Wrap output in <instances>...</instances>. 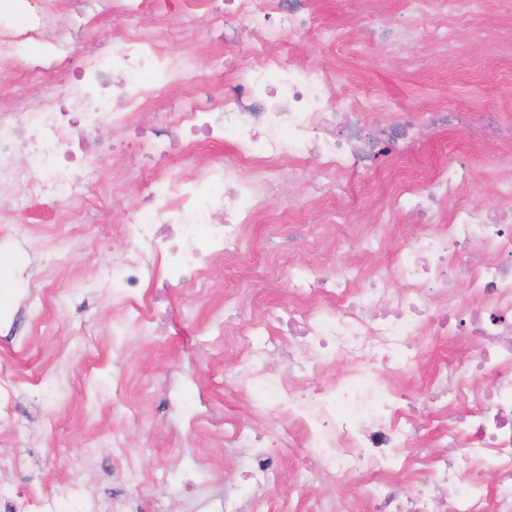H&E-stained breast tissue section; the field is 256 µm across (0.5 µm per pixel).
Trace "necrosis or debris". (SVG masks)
<instances>
[{
  "label": "necrosis or debris",
  "instance_id": "4bbe7bcc",
  "mask_svg": "<svg viewBox=\"0 0 512 512\" xmlns=\"http://www.w3.org/2000/svg\"><path fill=\"white\" fill-rule=\"evenodd\" d=\"M314 2L208 0L203 31L196 11H183L184 36L197 44L220 33L238 55L229 89L186 95L183 86L197 76L193 47L172 51L164 23L144 30L145 0H0V71L24 78L0 110V186L23 183L30 198L57 201L62 223L74 224L76 207L101 203L102 187L122 177V160L153 159L141 206L116 228L135 257H120L111 277L72 291L112 289L120 336L159 323L160 297L145 295L148 281L209 291L225 278L219 331L238 339L230 385L252 393L261 425L263 449L247 479L274 484L279 450L300 448L316 478L361 482L367 512H512V126L446 103L369 126V104L339 85L334 70L286 54V44L311 38L344 42L338 29L319 24ZM112 14L121 29L110 45L93 29ZM74 47L82 69L63 85L56 72ZM106 118L114 166L90 171L85 135ZM451 126L497 140L495 206L463 204L441 218V204L471 181L462 163L401 176L388 211L419 227L390 265L353 266L335 239L320 235V262L281 260L288 306L259 299L237 260L248 226L268 221L284 182L319 172L313 194L293 203L312 209L351 168L384 154H418ZM191 138L231 144L234 153L188 177L167 170ZM20 154L29 156L27 167H17ZM459 279L464 302L451 288ZM391 280L403 290L387 292ZM2 289L30 305L37 329H50L47 302L36 299L27 275L0 274ZM430 330L471 337L472 345L417 383L420 338ZM338 362L344 370L335 377ZM432 427L451 455L414 453ZM413 475L422 486L404 493ZM491 478L501 492L489 491Z\"/></svg>",
  "mask_w": 512,
  "mask_h": 512
}]
</instances>
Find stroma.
Wrapping results in <instances>:
<instances>
[{
	"label": "stroma",
	"mask_w": 512,
	"mask_h": 512,
	"mask_svg": "<svg viewBox=\"0 0 512 512\" xmlns=\"http://www.w3.org/2000/svg\"><path fill=\"white\" fill-rule=\"evenodd\" d=\"M378 4L387 17L422 32V39L408 48L419 61L417 69H407L401 58L383 56L367 23L370 0H316L324 23L341 28L355 46L363 44V51L354 47L337 55L311 39L295 44L294 55L335 67L341 83L354 87L383 117L448 97L464 109L498 106L503 119L512 122V69L499 55L512 39V0H477L474 9L454 21L457 40L445 52L426 38L425 21L408 10L405 0ZM452 158L471 168L464 203L494 205L498 150L493 141L453 129L403 167L424 176ZM354 182L360 192L346 220L366 232L383 224L394 183L374 162L361 166ZM57 211L53 201H27L21 220L33 228L38 249L19 250L5 260L20 271L41 273L45 290L64 287L73 278L97 280L111 272L113 257L130 251V243L99 233L100 225L124 223V213L104 208L87 213L84 223L61 224ZM60 241L74 263L46 277L48 255ZM223 294L214 289L209 301L198 303L191 286L169 288L161 335L135 328L113 337L115 300L108 291L78 294L52 309L53 328L45 336L32 335L25 317L13 326L1 324L0 364L13 370L18 385L13 419L0 435L12 442L20 462L0 461V500L63 477L73 490L57 499L56 512H85L92 498L110 504L112 512H199V503L214 495L235 500L242 512H305L300 497L305 487L314 498L341 500L350 512H362L355 484L312 480L310 472L287 459L275 485L249 486L240 480L253 454L248 441L228 447L205 432L187 436L183 426L190 415L230 413L245 424L253 417L251 396L224 387L236 342L215 333L214 310ZM86 330L95 331L103 345L105 364L94 371L66 356ZM24 336L31 342L26 350L20 342ZM44 374L73 381L72 398L61 401L51 386L32 394L31 378ZM141 402L147 403L148 413L139 419L133 408Z\"/></svg>",
	"instance_id": "35a3bbf8"
}]
</instances>
